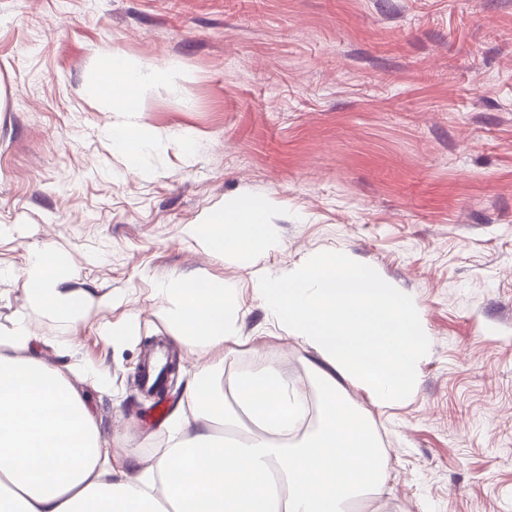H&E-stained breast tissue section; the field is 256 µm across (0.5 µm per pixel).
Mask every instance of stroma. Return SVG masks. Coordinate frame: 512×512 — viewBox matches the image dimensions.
I'll use <instances>...</instances> for the list:
<instances>
[{
  "mask_svg": "<svg viewBox=\"0 0 512 512\" xmlns=\"http://www.w3.org/2000/svg\"><path fill=\"white\" fill-rule=\"evenodd\" d=\"M104 47L173 77L141 111H107L87 87ZM126 122L151 131L133 172L108 136ZM257 195L276 246L253 268L187 235ZM48 249L68 252L70 288L111 304L32 308L21 273ZM333 252L429 334L400 402L345 388L389 458L356 512H512V0H0V335L26 316L114 447L147 466L166 436L137 382L153 343L179 361L169 413L210 368L174 339L160 281L233 289L225 371L270 363L312 391L309 353L254 282Z\"/></svg>",
  "mask_w": 512,
  "mask_h": 512,
  "instance_id": "1",
  "label": "stroma"
}]
</instances>
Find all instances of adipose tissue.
Wrapping results in <instances>:
<instances>
[{
  "mask_svg": "<svg viewBox=\"0 0 512 512\" xmlns=\"http://www.w3.org/2000/svg\"><path fill=\"white\" fill-rule=\"evenodd\" d=\"M171 72L125 54L95 53L89 91L107 110L140 111ZM267 199L228 203L187 234L205 250L252 267L272 237ZM69 255L48 251L22 273L33 305L62 318L85 298L66 288ZM179 342L213 352L236 337L230 289L201 278L161 282ZM257 293L289 335L317 355L320 421L299 434L307 396L271 364L189 382L169 438L149 466L104 439L79 388L31 354L25 319L0 336V512H350L385 483L387 451L372 422L345 399L343 381L383 407L414 386L428 344L411 301L343 254L261 280ZM234 437L215 435V425ZM194 436H187V428Z\"/></svg>",
  "mask_w": 512,
  "mask_h": 512,
  "instance_id": "obj_1",
  "label": "adipose tissue"
}]
</instances>
